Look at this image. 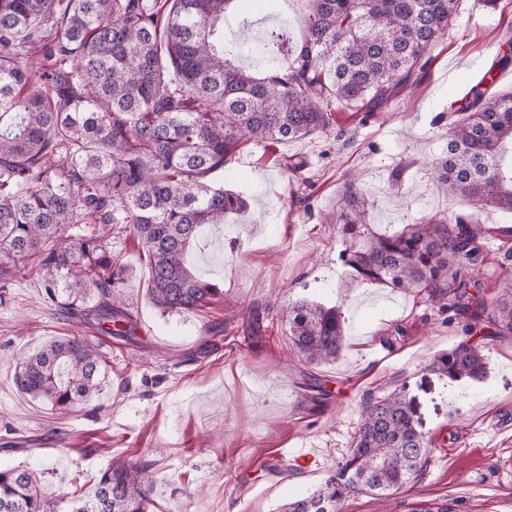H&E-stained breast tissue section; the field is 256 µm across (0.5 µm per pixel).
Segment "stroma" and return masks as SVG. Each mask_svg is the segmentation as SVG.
I'll list each match as a JSON object with an SVG mask.
<instances>
[{
    "label": "stroma",
    "mask_w": 512,
    "mask_h": 512,
    "mask_svg": "<svg viewBox=\"0 0 512 512\" xmlns=\"http://www.w3.org/2000/svg\"><path fill=\"white\" fill-rule=\"evenodd\" d=\"M307 0H234L224 42L279 33L300 40ZM512 37V0L496 8L460 0L450 28L430 47L417 89L370 113L335 108L328 132L236 150L210 181L245 195L247 215L206 234L226 242L223 256L193 260L216 279L223 301L192 312H166L150 294V262L130 235L112 238L126 268L123 296L139 327L133 339L72 323L45 304L35 267L21 262L11 301L0 307V467L42 475V490L69 512L92 492L110 462L151 464L154 512H277L333 474L351 446L366 401L405 387L422 431L435 441L424 474L388 506L365 493L339 512H411L416 504L452 512H512V437L492 423L512 410V338L485 343L484 381L449 384L427 371L438 352L465 341L461 323L430 304L353 278L338 255L336 233L345 171H357L369 218L394 232L422 219L462 216L489 232L474 276L485 298L512 278V243L500 230L512 212L474 211L449 195L431 170L448 151V107ZM403 168L400 181L392 172ZM305 298L342 308L348 335L330 364L308 363L278 318L284 300ZM259 307L262 331L247 326ZM80 333L106 360L98 397L66 416L20 391L22 356ZM314 443L317 465L293 466L291 449Z\"/></svg>",
    "instance_id": "1"
}]
</instances>
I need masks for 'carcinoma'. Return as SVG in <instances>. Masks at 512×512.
<instances>
[{
    "label": "carcinoma",
    "instance_id": "carcinoma-1",
    "mask_svg": "<svg viewBox=\"0 0 512 512\" xmlns=\"http://www.w3.org/2000/svg\"><path fill=\"white\" fill-rule=\"evenodd\" d=\"M233 0H0V306L10 301L17 261L31 259L46 305L133 336L124 307L126 270L112 233L130 232L150 259L149 292L164 311H191L224 289L191 262L204 230L244 214L247 200L215 188L242 144L323 133L332 106L374 112L418 87L425 57L452 24L459 0H308L302 43L288 67L258 77L229 61L224 13ZM503 51L448 112V153L433 166L448 194L475 209L512 212V92L492 73ZM337 233L350 274L424 294L483 339L512 336V281L486 302L472 277L486 232L458 216L378 232L358 178L345 176ZM288 336L310 363L347 346L336 306L290 300ZM104 359L78 333L22 358L16 382L65 414L99 394ZM426 369L450 382L486 371L480 342L435 355ZM404 389L366 402L336 474L279 512H338L355 492L385 500L416 479L434 442L418 429ZM152 474L111 465L69 512H149ZM0 512H59L30 469L0 468Z\"/></svg>",
    "mask_w": 512,
    "mask_h": 512
}]
</instances>
